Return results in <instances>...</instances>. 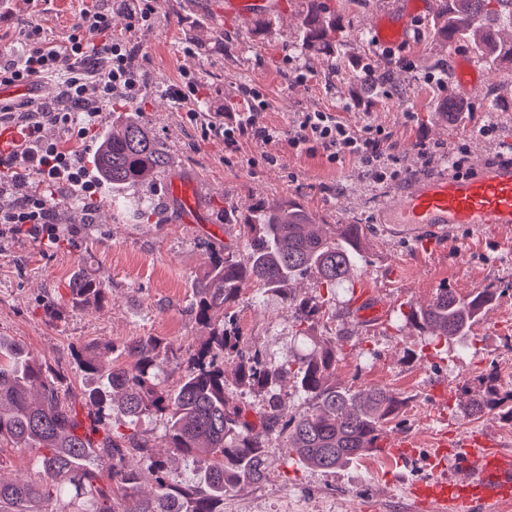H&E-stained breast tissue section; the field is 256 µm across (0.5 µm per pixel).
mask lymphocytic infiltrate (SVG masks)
Masks as SVG:
<instances>
[{
  "instance_id": "1",
  "label": "lymphocytic infiltrate",
  "mask_w": 512,
  "mask_h": 512,
  "mask_svg": "<svg viewBox=\"0 0 512 512\" xmlns=\"http://www.w3.org/2000/svg\"><path fill=\"white\" fill-rule=\"evenodd\" d=\"M113 22L111 10L94 6L80 13L66 39L50 38L40 25L31 24L20 47L0 48L1 81L31 83L51 76L61 86L58 101L40 103L34 110L0 108V122L10 123L20 135L0 148V224L10 231L54 237L53 211L40 190L45 183L70 187L85 212L97 206L99 177L45 139L43 130L54 125L89 132L98 124L101 104L137 94L140 83L130 67V51L113 37ZM209 128L231 150L244 138L270 144L284 137L297 152H319L336 163L354 161L378 182L389 171L385 141L372 127L358 128L318 110L302 113L284 135L266 121L264 104L251 91L244 94L242 111L224 113Z\"/></svg>"
}]
</instances>
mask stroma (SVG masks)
Here are the masks:
<instances>
[{"mask_svg": "<svg viewBox=\"0 0 512 512\" xmlns=\"http://www.w3.org/2000/svg\"><path fill=\"white\" fill-rule=\"evenodd\" d=\"M109 0H0V41H16L29 22L39 23L55 39L67 36L79 12ZM226 0H148L149 21L129 26L116 18L114 34L133 48L131 64L141 89L129 111L166 147L168 173L196 182L203 190L199 223L183 224L165 194L163 179L124 191L127 201L150 205L141 219L113 215L103 189L102 203L91 218L72 205L65 187L45 193L57 227L55 242L27 234H0V336L25 346L63 375V397L82 418L93 412L87 394L94 382L75 368L71 351L98 347L103 366L115 364L108 347L138 336H152L180 346L188 359L205 339L207 329L189 314L195 278L203 274L215 246L237 245L239 227L224 221V205L240 211L258 200L298 198L319 224H359L365 231L363 256L349 281L327 290L316 275L291 282L290 290L318 296L325 312L307 339H335L339 347L336 382L342 386L383 387L406 398L387 436L416 442L418 457L391 469L379 455L368 454L337 470H317L299 462L286 449L268 451L264 476L224 497V512H348L356 500L362 512H426L409 495L412 482L432 478L421 452L437 435L476 440L485 447L512 452V425L497 412L478 416L465 409L468 388L489 366L503 386L512 385V232L489 225L483 232L456 225L425 248L414 238L380 223L378 204L386 190L424 174L419 142L465 157L468 164L512 153V86L488 70L475 52L461 44L432 42L429 22L434 0H422L408 36L392 46L391 57L376 47L373 29L403 0H324L342 21L338 34L344 61L306 53L295 20L304 0H279L281 23L270 37L252 35L251 26L225 16L223 27L211 25L210 10ZM466 54L482 79L467 96L470 117L460 127L443 119L440 110L457 87L456 58ZM376 69L393 64L394 80L380 83L371 107L356 108L357 64ZM194 81L200 97L191 108L174 103L171 86ZM264 100L270 124L288 130L301 112L337 113L349 124H370L390 136L392 180L373 181L354 162L332 164L322 156L295 152L287 142L264 146L242 141L226 149L223 138L205 136V125L218 112L240 109L243 88ZM114 114L104 107L98 128L88 135L46 126L47 139L70 150L76 163L87 164ZM493 124L485 138L478 128ZM275 162H268V155ZM86 274L106 292L104 301L72 305L68 284ZM495 283L506 294L475 327L471 342L430 344L399 321L401 304L429 303L438 289L466 293ZM247 346L263 360L278 363L302 352L303 338L294 326L284 295L262 291L256 303L235 309ZM164 417L147 414L136 431L142 442L167 460L188 484L202 483L197 463L173 455L164 432Z\"/></svg>", "mask_w": 512, "mask_h": 512, "instance_id": "obj_1", "label": "stroma"}]
</instances>
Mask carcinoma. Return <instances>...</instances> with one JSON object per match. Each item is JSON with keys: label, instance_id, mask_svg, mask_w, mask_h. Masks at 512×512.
I'll return each mask as SVG.
<instances>
[{"label": "carcinoma", "instance_id": "cac0c4a2", "mask_svg": "<svg viewBox=\"0 0 512 512\" xmlns=\"http://www.w3.org/2000/svg\"><path fill=\"white\" fill-rule=\"evenodd\" d=\"M308 2L296 24L302 48L337 57L339 20L323 12L319 0ZM279 23V16L261 14L253 21L252 34L259 38ZM431 36L441 47L456 42L472 45L494 68L512 64V0H436ZM96 165L103 181L112 185V206L125 210L127 203L116 197L119 190L152 181L166 170L168 155L138 116L129 113L112 123L98 148ZM239 228L249 248L247 261L238 260L237 249L226 245L212 253L207 269L193 283L189 313L209 329V336L191 355L174 390L155 383L158 372L174 358L155 337L112 344V352L124 364L107 371L95 348L74 351L79 370L97 381L88 393L104 431L97 444L77 410L62 397L59 376L23 346L0 337V441L36 450L38 470L35 480L0 483V512H58L50 504L63 499L68 512H224V494L261 480L263 461L274 441L321 470H336L372 452L404 406L403 397L381 387L336 386L338 353L332 340L318 343L301 357L266 364L247 352L245 336L227 313L253 288L279 290L310 272L328 287L347 280L361 257V228L333 224L321 232L295 198L252 205ZM505 292L492 283L466 294L441 288L428 304L411 306L401 317L431 339L465 340ZM69 293L83 303L102 298V289L91 277L73 280ZM287 301L301 334L324 308L312 296H289ZM228 362L236 364L240 384L264 392L256 423L250 420L248 406L226 395ZM287 379L304 396L306 407L300 411L288 410L276 392ZM480 382L481 388L470 397V412L496 410L512 425V390L501 391L494 368L482 373ZM34 386L40 389L37 399L30 395ZM115 411L131 424L148 413L166 416L168 447L173 454L202 464V488L183 483L135 435L113 433L110 420ZM95 448L108 459L104 473L86 467ZM144 469L155 476L157 492L151 498L136 491Z\"/></svg>", "mask_w": 512, "mask_h": 512}]
</instances>
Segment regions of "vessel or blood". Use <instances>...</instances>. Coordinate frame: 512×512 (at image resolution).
Masks as SVG:
<instances>
[{
  "label": "vessel or blood",
  "instance_id": "1",
  "mask_svg": "<svg viewBox=\"0 0 512 512\" xmlns=\"http://www.w3.org/2000/svg\"><path fill=\"white\" fill-rule=\"evenodd\" d=\"M238 16L251 18L273 8V0H229ZM166 194L179 207L181 220L197 223L201 190L187 180L171 177ZM383 223L397 224L414 236H441L450 226L475 229L495 224L512 229V159L480 164L468 177L448 169L415 179L408 188L389 192L381 207ZM438 477L414 484L415 500L430 504L434 512H498L512 500V453L492 451L474 441H449L440 435L430 458ZM457 463L467 480L453 483L445 473Z\"/></svg>",
  "mask_w": 512,
  "mask_h": 512
}]
</instances>
